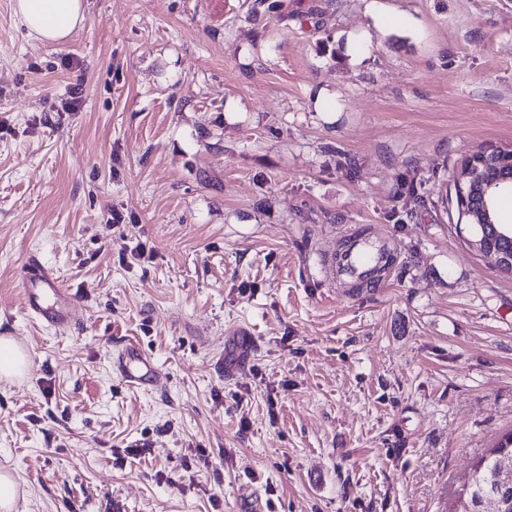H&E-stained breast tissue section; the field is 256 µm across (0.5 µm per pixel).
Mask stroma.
<instances>
[{
    "label": "stroma",
    "mask_w": 512,
    "mask_h": 512,
    "mask_svg": "<svg viewBox=\"0 0 512 512\" xmlns=\"http://www.w3.org/2000/svg\"><path fill=\"white\" fill-rule=\"evenodd\" d=\"M12 4L17 512H457L512 431V275L470 246L453 179L512 149V0H84L51 45ZM350 231L389 251L378 278L326 276ZM32 254L82 309L66 334L23 313ZM129 343L156 388L113 373Z\"/></svg>",
    "instance_id": "obj_1"
}]
</instances>
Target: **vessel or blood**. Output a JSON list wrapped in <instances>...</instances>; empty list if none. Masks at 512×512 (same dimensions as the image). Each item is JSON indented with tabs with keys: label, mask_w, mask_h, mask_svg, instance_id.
Masks as SVG:
<instances>
[{
	"label": "vessel or blood",
	"mask_w": 512,
	"mask_h": 512,
	"mask_svg": "<svg viewBox=\"0 0 512 512\" xmlns=\"http://www.w3.org/2000/svg\"><path fill=\"white\" fill-rule=\"evenodd\" d=\"M332 265L340 275L357 279L377 276L381 270L379 256L371 255L367 242L361 239L353 240L347 250L333 255ZM26 267L28 273L21 280L25 315L56 332L68 331L78 319L75 296L39 258L29 257ZM112 369L131 388L153 387L159 382L153 359L132 344L116 351Z\"/></svg>",
	"instance_id": "vessel-or-blood-1"
}]
</instances>
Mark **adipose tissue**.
I'll list each match as a JSON object with an SVG mask.
<instances>
[{"label":"adipose tissue","mask_w":512,"mask_h":512,"mask_svg":"<svg viewBox=\"0 0 512 512\" xmlns=\"http://www.w3.org/2000/svg\"><path fill=\"white\" fill-rule=\"evenodd\" d=\"M13 9L28 33L47 44L66 40L85 19L83 0H14Z\"/></svg>","instance_id":"1"}]
</instances>
